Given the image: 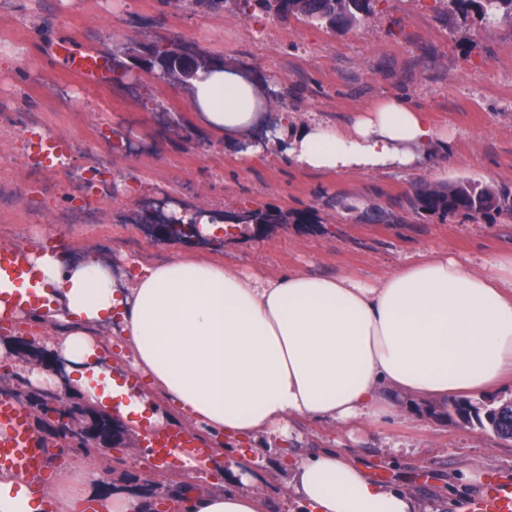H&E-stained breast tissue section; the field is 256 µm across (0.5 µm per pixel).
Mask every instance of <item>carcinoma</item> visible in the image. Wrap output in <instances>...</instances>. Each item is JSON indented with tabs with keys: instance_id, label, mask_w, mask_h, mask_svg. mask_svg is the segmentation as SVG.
<instances>
[{
	"instance_id": "cac0c4a2",
	"label": "carcinoma",
	"mask_w": 512,
	"mask_h": 512,
	"mask_svg": "<svg viewBox=\"0 0 512 512\" xmlns=\"http://www.w3.org/2000/svg\"><path fill=\"white\" fill-rule=\"evenodd\" d=\"M244 14L256 10L280 18L295 17L329 29L347 28L360 24L375 11L378 0H232ZM446 13L475 14L481 19L502 17L512 19V0H439ZM150 67L166 80L179 74L173 53L162 44L149 47ZM410 210L419 215H461L490 217L507 212L512 215V190L490 184H480L460 178L440 187H424L408 197ZM249 220L257 224H305V212H288L264 207L249 210ZM429 413L446 417L464 426L489 429L502 440H512V406L507 403L471 398H453L432 405Z\"/></svg>"
}]
</instances>
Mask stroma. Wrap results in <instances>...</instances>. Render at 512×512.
<instances>
[{"label": "stroma", "mask_w": 512, "mask_h": 512, "mask_svg": "<svg viewBox=\"0 0 512 512\" xmlns=\"http://www.w3.org/2000/svg\"><path fill=\"white\" fill-rule=\"evenodd\" d=\"M163 43L182 53L233 61L269 78L289 125L321 119L339 125L379 99L393 96L431 112L448 128L436 148L411 170L326 174L303 170L274 155L243 169L234 151L195 123L176 85L139 69L127 42ZM91 50L111 75L101 84L72 73L57 43ZM70 106H60L59 90ZM0 102L34 113L40 134L68 140L66 166L30 156L19 131L0 129V179L9 199L0 208V244L49 247L65 242L78 260L99 258L98 235L136 238L145 264L179 255L233 265L259 277L294 270L374 281L410 259L451 253L482 270L512 249V216L472 220L421 217L406 199L419 185L460 177L512 189V20L488 23L476 15L448 17L439 0H380L374 17L349 30L285 22L232 4L206 0H0ZM110 158V195L96 203L91 224H66L80 195L74 171ZM166 198L222 213L255 203L284 211H312L309 224H277L263 235L236 226L207 242L145 237L149 203ZM64 322L22 317L9 335L18 343L16 370L26 383ZM303 448L347 451L377 480L418 496L427 512H461L486 475L512 484V441L492 432L428 416L412 401L398 418L367 426L358 440L334 427L301 424ZM257 475L264 512H294L282 490L290 478L286 441L259 437ZM133 486L178 482L173 466H141L126 449L86 452L56 447L39 477L44 487L80 461Z\"/></svg>", "instance_id": "stroma-1"}]
</instances>
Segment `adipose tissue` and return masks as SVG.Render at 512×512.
<instances>
[{
  "mask_svg": "<svg viewBox=\"0 0 512 512\" xmlns=\"http://www.w3.org/2000/svg\"><path fill=\"white\" fill-rule=\"evenodd\" d=\"M199 125L243 166L277 151L306 170L336 174L415 168L448 138L430 112L389 97L337 126L272 125L269 81L230 63L199 68L186 90ZM51 303L39 319L67 322L53 351L66 363L52 386L110 417L158 423L155 406L97 357L92 328L114 321L132 358L180 415L241 442L292 438L298 423L350 433L396 417L411 399L491 393L512 383V251L471 271L457 256L416 259L377 282L291 272L259 280L221 263L175 257L119 275L89 259L65 263L30 252ZM252 456L226 474L234 489L182 485L165 493L175 512H262ZM293 489L305 512H419L407 491L373 480L340 450L292 454ZM82 465L67 490L50 489L59 512H156L154 492L115 486ZM0 512H44L29 474L0 472Z\"/></svg>",
  "mask_w": 512,
  "mask_h": 512,
  "instance_id": "adipose-tissue-1",
  "label": "adipose tissue"
}]
</instances>
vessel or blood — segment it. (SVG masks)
<instances>
[{
  "label": "vessel or blood",
  "mask_w": 512,
  "mask_h": 512,
  "mask_svg": "<svg viewBox=\"0 0 512 512\" xmlns=\"http://www.w3.org/2000/svg\"><path fill=\"white\" fill-rule=\"evenodd\" d=\"M60 50L69 68L88 79L102 74L101 59L89 51L73 50L61 44ZM28 282L26 292H10L16 282ZM47 296L41 291L38 274L29 259V252L17 246H0V325L13 323L18 315L33 313L46 306ZM147 447L156 455L170 456L173 449L181 448L199 453L200 445L189 432L169 427L155 428L145 435ZM51 443L40 436L27 413L15 402L0 400V468L8 467L25 472L40 471L50 453ZM463 512H512V487L488 481L482 494L469 499Z\"/></svg>",
  "instance_id": "vessel-or-blood-1"
}]
</instances>
